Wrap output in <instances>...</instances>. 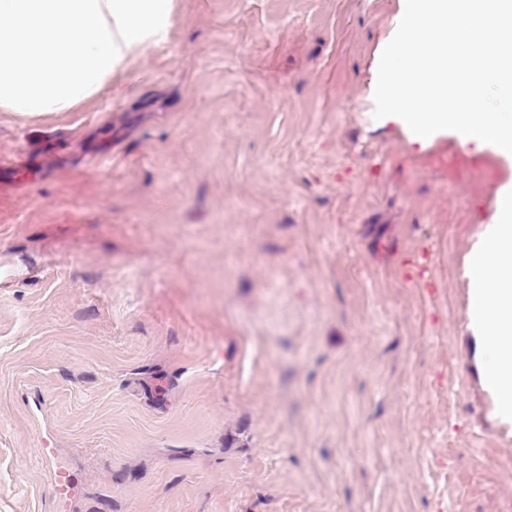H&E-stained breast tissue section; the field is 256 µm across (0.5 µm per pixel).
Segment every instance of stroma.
Here are the masks:
<instances>
[{
    "label": "stroma",
    "instance_id": "35a3bbf8",
    "mask_svg": "<svg viewBox=\"0 0 512 512\" xmlns=\"http://www.w3.org/2000/svg\"><path fill=\"white\" fill-rule=\"evenodd\" d=\"M402 6L177 0L124 97L0 112V512L512 505L465 274L512 161L479 218L426 162L473 143L374 118Z\"/></svg>",
    "mask_w": 512,
    "mask_h": 512
}]
</instances>
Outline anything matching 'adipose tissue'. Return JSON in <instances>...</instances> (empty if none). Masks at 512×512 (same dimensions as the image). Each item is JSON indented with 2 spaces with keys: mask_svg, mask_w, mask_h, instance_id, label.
<instances>
[{
  "mask_svg": "<svg viewBox=\"0 0 512 512\" xmlns=\"http://www.w3.org/2000/svg\"><path fill=\"white\" fill-rule=\"evenodd\" d=\"M173 0H0V110L67 112L104 88L147 50L167 44ZM474 250L469 327L487 388L512 422V187Z\"/></svg>",
  "mask_w": 512,
  "mask_h": 512,
  "instance_id": "obj_1",
  "label": "adipose tissue"
}]
</instances>
